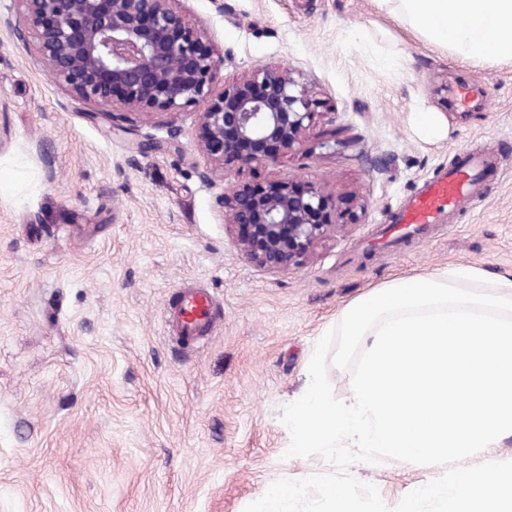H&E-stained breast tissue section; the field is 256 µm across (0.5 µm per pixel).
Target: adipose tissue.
I'll return each mask as SVG.
<instances>
[{
    "mask_svg": "<svg viewBox=\"0 0 512 512\" xmlns=\"http://www.w3.org/2000/svg\"><path fill=\"white\" fill-rule=\"evenodd\" d=\"M387 15L462 61L512 62V0H376Z\"/></svg>",
    "mask_w": 512,
    "mask_h": 512,
    "instance_id": "adipose-tissue-1",
    "label": "adipose tissue"
}]
</instances>
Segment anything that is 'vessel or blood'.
I'll list each match as a JSON object with an SVG mask.
<instances>
[{
	"mask_svg": "<svg viewBox=\"0 0 512 512\" xmlns=\"http://www.w3.org/2000/svg\"><path fill=\"white\" fill-rule=\"evenodd\" d=\"M498 160L482 149L460 155L454 164L423 183L399 208L379 240L389 246L402 237L421 234L429 226L450 221L469 203L482 173ZM216 300L206 289L192 287L179 292L166 312V319L179 340L197 342L216 326Z\"/></svg>",
	"mask_w": 512,
	"mask_h": 512,
	"instance_id": "b4317fda",
	"label": "vessel or blood"
}]
</instances>
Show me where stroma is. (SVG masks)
Masks as SVG:
<instances>
[{
	"mask_svg": "<svg viewBox=\"0 0 512 512\" xmlns=\"http://www.w3.org/2000/svg\"><path fill=\"white\" fill-rule=\"evenodd\" d=\"M220 63L211 89L288 69L313 102L301 151L204 179L205 102L102 113L0 31V512H243L279 478L329 472L285 458L284 405L342 309L402 275L459 265L512 274V63L459 62L375 0H176ZM468 84V107L448 89ZM437 113L442 133L416 124ZM336 140V150L321 148ZM505 159L450 223L372 248L412 191L459 152ZM312 179L346 199V228L302 265L246 261L224 222L232 187ZM218 301L202 345L165 321L181 288ZM387 505L441 475L395 460L349 469Z\"/></svg>",
	"mask_w": 512,
	"mask_h": 512,
	"instance_id": "obj_1",
	"label": "stroma"
}]
</instances>
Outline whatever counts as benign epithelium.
Here are the masks:
<instances>
[{"instance_id": "1", "label": "benign epithelium", "mask_w": 512, "mask_h": 512, "mask_svg": "<svg viewBox=\"0 0 512 512\" xmlns=\"http://www.w3.org/2000/svg\"><path fill=\"white\" fill-rule=\"evenodd\" d=\"M27 15H0L16 39L39 33V52L60 82L106 108L171 111L206 101L202 146L212 167L274 163L297 149L312 122L305 90L284 69L259 68L211 92L218 61L172 0H26ZM224 213L241 255L271 269L299 266L341 225L323 222L329 199L306 180L224 193Z\"/></svg>"}]
</instances>
